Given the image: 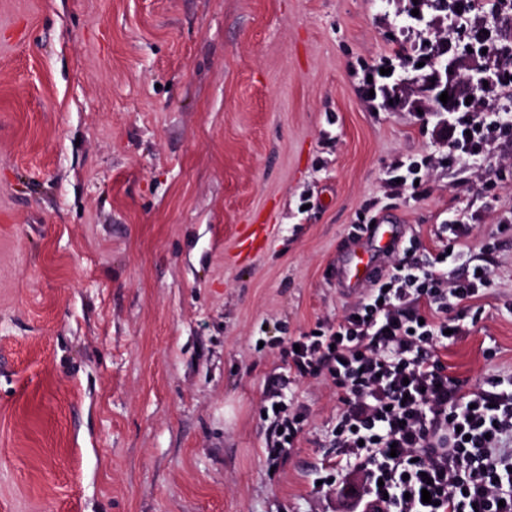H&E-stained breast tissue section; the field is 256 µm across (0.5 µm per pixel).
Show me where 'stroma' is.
<instances>
[{
  "mask_svg": "<svg viewBox=\"0 0 512 512\" xmlns=\"http://www.w3.org/2000/svg\"><path fill=\"white\" fill-rule=\"evenodd\" d=\"M399 8L0 0V512H354L315 485L336 382L285 351L359 300L336 265L373 222L385 267L469 224L494 284L432 352L464 390L512 379V139L448 167L435 116L363 96ZM275 391L305 418L271 462ZM425 165V164H424ZM422 168H428L419 166L415 168L413 163L405 165L401 163L396 165L390 172V176L387 179V187L390 189L392 195H401L408 188L415 189L421 185L422 178L420 173ZM400 179V184H396V180ZM419 180V185L415 186V181Z\"/></svg>",
  "mask_w": 512,
  "mask_h": 512,
  "instance_id": "35a3bbf8",
  "label": "stroma"
}]
</instances>
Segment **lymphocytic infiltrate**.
<instances>
[{
    "mask_svg": "<svg viewBox=\"0 0 512 512\" xmlns=\"http://www.w3.org/2000/svg\"><path fill=\"white\" fill-rule=\"evenodd\" d=\"M501 137L512 138V123L499 113H465L448 131V161L479 157ZM467 233L441 225L445 250L394 265L341 322L288 353L290 371L329 373L343 393L336 466L362 473L361 512H512V388L493 378L463 391L428 349L461 338V306L493 285L490 267L459 250Z\"/></svg>",
    "mask_w": 512,
    "mask_h": 512,
    "instance_id": "lymphocytic-infiltrate-1",
    "label": "lymphocytic infiltrate"
}]
</instances>
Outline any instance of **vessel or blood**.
<instances>
[{"mask_svg": "<svg viewBox=\"0 0 512 512\" xmlns=\"http://www.w3.org/2000/svg\"><path fill=\"white\" fill-rule=\"evenodd\" d=\"M401 242L393 225L376 224L365 247L351 252L349 263L336 270V283L341 288H369L378 280L377 270L383 255Z\"/></svg>", "mask_w": 512, "mask_h": 512, "instance_id": "obj_1", "label": "vessel or blood"}]
</instances>
